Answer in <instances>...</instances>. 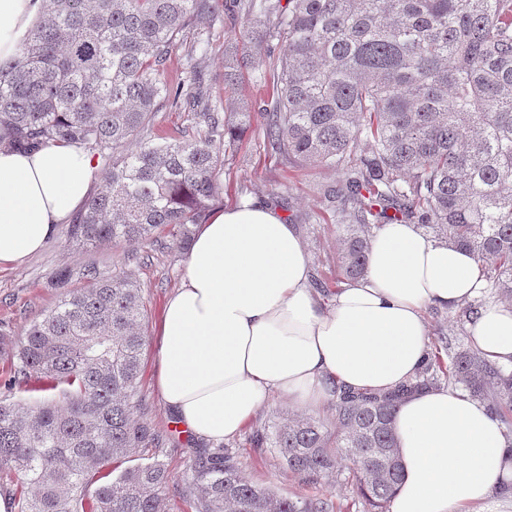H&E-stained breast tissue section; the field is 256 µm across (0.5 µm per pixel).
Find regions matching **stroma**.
Wrapping results in <instances>:
<instances>
[{
  "instance_id": "obj_1",
  "label": "stroma",
  "mask_w": 512,
  "mask_h": 512,
  "mask_svg": "<svg viewBox=\"0 0 512 512\" xmlns=\"http://www.w3.org/2000/svg\"><path fill=\"white\" fill-rule=\"evenodd\" d=\"M224 2V11L202 17L195 25L196 32L208 39L207 53L191 59L186 50L176 51L167 63L166 75L185 84L189 81L191 67L195 66L203 71L212 99L242 100L259 111L271 108L277 97L272 78L279 65L277 41L266 43L261 57L243 70L233 87L224 85V48L243 24L238 11L231 8L233 0ZM223 153L219 192L211 200L210 210L229 207L249 197L273 202L284 219L299 229L312 274L328 287H335L342 278L339 244L342 228L335 214L326 210L323 192L340 183L342 171L271 156L266 148L264 129L258 124L233 145L224 146ZM67 235V225H60L55 237L40 253L28 257L18 267L0 270V331L14 336L16 341H23L30 324L67 294L68 288L52 286L55 271L69 267L73 273L69 288H84L88 282L83 271L92 265L103 278L122 270L133 272L146 309L143 333L150 338L167 297L180 286L184 275L186 255L173 246L169 232H162L157 243L140 247L132 258L127 255V247L120 244L88 250L68 247ZM154 358L155 347L148 341L140 376L143 398L140 414L156 429L164 431L170 429L172 417L153 384ZM290 413L286 400L271 396L240 435L224 441L225 454L232 458L246 480L270 487L280 496L319 495L339 505L341 512H367L368 507L358 491L344 477L349 464H342V476H329L315 487L291 473L276 450L251 447L250 438L255 431L272 428ZM194 446L193 440L183 436L178 443L166 445L162 450L173 476L163 496V512H191L183 476Z\"/></svg>"
}]
</instances>
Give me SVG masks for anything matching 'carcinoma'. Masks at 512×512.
Returning <instances> with one entry per match:
<instances>
[{
	"mask_svg": "<svg viewBox=\"0 0 512 512\" xmlns=\"http://www.w3.org/2000/svg\"><path fill=\"white\" fill-rule=\"evenodd\" d=\"M220 0H51L18 52L0 61V129L27 149L66 140L106 162L102 190L70 224L69 245L135 249L166 227L191 246L224 165L219 144L254 123L270 153L344 171L327 191L344 227L343 274L366 270L372 226L416 220L472 253L486 287L512 303V0H238L271 25L248 24L224 54V82L280 42L277 99L256 112L210 100L200 73L183 91L165 77L171 55H188L196 19ZM193 113L197 131L151 137L164 109ZM393 214H388V211ZM76 288L34 321L23 342L0 334L11 363L4 389L34 381L53 395L0 398V473L23 485L17 512H162L171 474L159 455L120 465L165 437L134 418L145 345L141 289L125 273ZM414 377L387 392L336 390V422L309 414L256 432L288 469L316 485L350 475L371 512H386L402 477L393 420L407 396L442 379L507 421L512 370L446 342ZM193 512H332L321 497L286 498L247 481L224 447L196 448L185 475Z\"/></svg>",
	"mask_w": 512,
	"mask_h": 512,
	"instance_id": "carcinoma-1",
	"label": "carcinoma"
}]
</instances>
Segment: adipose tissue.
<instances>
[{
	"label": "adipose tissue",
	"instance_id": "obj_1",
	"mask_svg": "<svg viewBox=\"0 0 512 512\" xmlns=\"http://www.w3.org/2000/svg\"><path fill=\"white\" fill-rule=\"evenodd\" d=\"M42 0H0V58L14 55ZM97 162L74 143L0 145V269L43 250L87 202ZM295 225L257 199L199 225L183 282L154 330V382L185 433L220 443L270 395L316 410L334 390L388 391L412 378L429 347L428 308L479 302L474 349L512 369V304L484 300L468 251L394 222L376 231L365 274L327 299L309 285ZM394 429L402 479L390 512H484L512 501V433L452 386L406 399Z\"/></svg>",
	"mask_w": 512,
	"mask_h": 512
}]
</instances>
